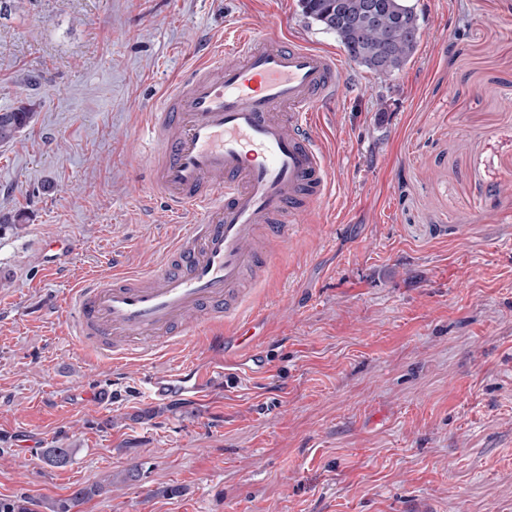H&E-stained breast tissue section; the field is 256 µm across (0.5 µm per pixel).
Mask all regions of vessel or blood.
I'll return each instance as SVG.
<instances>
[{"mask_svg": "<svg viewBox=\"0 0 512 512\" xmlns=\"http://www.w3.org/2000/svg\"><path fill=\"white\" fill-rule=\"evenodd\" d=\"M233 51L204 54L147 113L149 180L172 221L195 215L159 268L98 276L70 288L75 336L117 362L157 355L184 323L232 320L252 374L270 363L243 304L262 240L288 236L296 215L330 194L313 113L335 98L343 73L334 56L276 30L239 28ZM225 379L223 364L192 362L142 377L159 405L199 400Z\"/></svg>", "mask_w": 512, "mask_h": 512, "instance_id": "vessel-or-blood-1", "label": "vessel or blood"}]
</instances>
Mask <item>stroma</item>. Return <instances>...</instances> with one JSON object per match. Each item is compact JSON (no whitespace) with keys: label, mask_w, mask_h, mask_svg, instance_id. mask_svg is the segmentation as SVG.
I'll use <instances>...</instances> for the list:
<instances>
[{"label":"stroma","mask_w":512,"mask_h":512,"mask_svg":"<svg viewBox=\"0 0 512 512\" xmlns=\"http://www.w3.org/2000/svg\"><path fill=\"white\" fill-rule=\"evenodd\" d=\"M410 2L417 49L386 81L298 0L0 14V110L37 112L0 146V214L19 218L0 230V498L108 479L75 512H512V0ZM244 25L341 59L314 124L332 194L266 243L248 305L269 372L158 406L138 390L153 363L83 346L65 297L80 273L154 267L181 232L147 180L145 114ZM210 336L194 326L157 362L236 360ZM54 446L69 465L43 463Z\"/></svg>","instance_id":"35a3bbf8"}]
</instances>
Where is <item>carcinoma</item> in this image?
I'll list each match as a JSON object with an SVG mask.
<instances>
[{
    "label": "carcinoma",
    "instance_id": "carcinoma-1",
    "mask_svg": "<svg viewBox=\"0 0 512 512\" xmlns=\"http://www.w3.org/2000/svg\"><path fill=\"white\" fill-rule=\"evenodd\" d=\"M382 5L377 20L364 10L365 0H299L302 13L322 29L336 36L348 59L379 77L401 70L413 56L420 30V16L409 0H378ZM35 115L31 104L21 100L0 112V144L14 140ZM73 449L46 448L44 462L54 468L70 464ZM107 490L91 485L75 490L71 497L48 504V512H73L80 502ZM27 497L0 499V512H33Z\"/></svg>",
    "mask_w": 512,
    "mask_h": 512
}]
</instances>
